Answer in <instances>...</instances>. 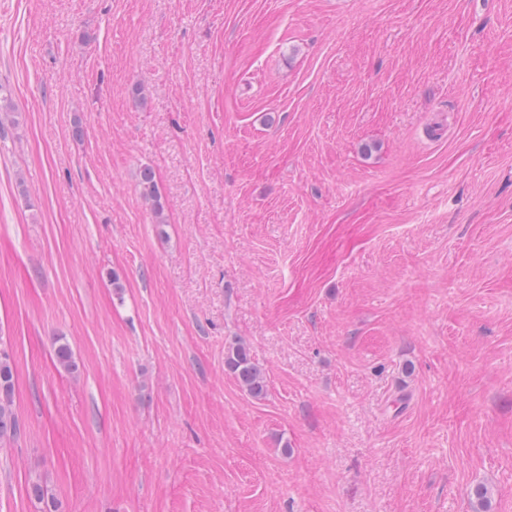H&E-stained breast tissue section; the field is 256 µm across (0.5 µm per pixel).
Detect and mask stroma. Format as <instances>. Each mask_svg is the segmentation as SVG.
I'll list each match as a JSON object with an SVG mask.
<instances>
[{
	"label": "stroma",
	"instance_id": "1",
	"mask_svg": "<svg viewBox=\"0 0 512 512\" xmlns=\"http://www.w3.org/2000/svg\"><path fill=\"white\" fill-rule=\"evenodd\" d=\"M0 83V512H512V0H0ZM224 364L250 396L262 398L265 395L264 374L253 361L246 346L240 343L230 346L226 352ZM14 372L9 354L0 351V441L13 439L19 430V421L13 408Z\"/></svg>",
	"mask_w": 512,
	"mask_h": 512
}]
</instances>
